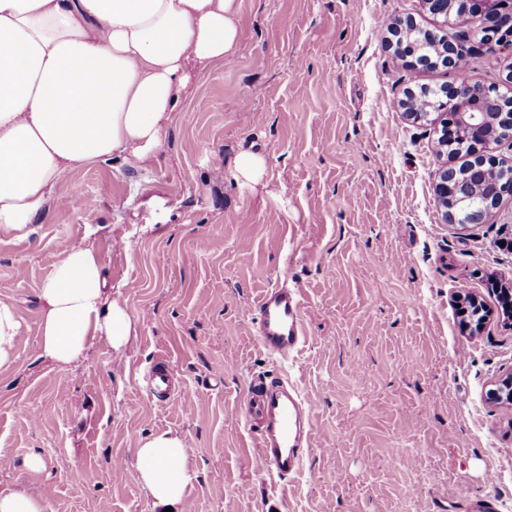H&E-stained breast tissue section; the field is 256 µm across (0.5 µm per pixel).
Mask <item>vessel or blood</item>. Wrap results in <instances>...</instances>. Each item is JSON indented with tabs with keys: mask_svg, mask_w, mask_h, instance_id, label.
<instances>
[{
	"mask_svg": "<svg viewBox=\"0 0 512 512\" xmlns=\"http://www.w3.org/2000/svg\"><path fill=\"white\" fill-rule=\"evenodd\" d=\"M253 335L274 361L288 362L308 342L303 311V289L297 282H281L267 289L257 303ZM151 396L170 394L171 370L159 363L145 376ZM236 410L258 430L253 462L279 488L287 492L289 479L300 474L311 446L310 404L285 375L258 378L240 398Z\"/></svg>",
	"mask_w": 512,
	"mask_h": 512,
	"instance_id": "b4317fda",
	"label": "vessel or blood"
}]
</instances>
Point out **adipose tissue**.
Returning a JSON list of instances; mask_svg holds the SVG:
<instances>
[{
    "label": "adipose tissue",
    "mask_w": 512,
    "mask_h": 512,
    "mask_svg": "<svg viewBox=\"0 0 512 512\" xmlns=\"http://www.w3.org/2000/svg\"><path fill=\"white\" fill-rule=\"evenodd\" d=\"M239 0H0V235H26L72 170L153 158L194 70L239 40ZM40 351L65 367L89 344L121 354L137 323L94 249H65L39 290ZM183 439L140 442L136 470L155 512L193 481Z\"/></svg>",
    "instance_id": "1"
}]
</instances>
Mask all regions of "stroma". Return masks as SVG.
<instances>
[{
    "label": "stroma",
    "mask_w": 512,
    "mask_h": 512,
    "mask_svg": "<svg viewBox=\"0 0 512 512\" xmlns=\"http://www.w3.org/2000/svg\"><path fill=\"white\" fill-rule=\"evenodd\" d=\"M406 15L441 22L420 0H241L234 56L198 72L154 158L73 171L27 237L0 235V300L20 323L0 368V493L27 488L46 512H154L136 450L170 430L194 474L177 512H473L490 496L512 512V405L485 399L512 373L493 292L512 289V251L494 246L512 240V196L488 223L445 222L439 126L400 102L456 73L389 49ZM244 149L265 154L266 187L228 178ZM73 245L98 252L138 320L123 364L103 340L65 368L39 356L38 290ZM284 269L305 289L309 341L282 366L251 327ZM468 295L491 311L482 326L463 322ZM162 359L193 402L148 395ZM281 373L313 432L284 497L248 466L258 432L235 413L251 381Z\"/></svg>",
    "instance_id": "1"
}]
</instances>
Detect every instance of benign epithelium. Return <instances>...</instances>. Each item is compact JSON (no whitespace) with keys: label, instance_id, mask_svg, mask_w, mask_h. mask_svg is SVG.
Here are the masks:
<instances>
[{"label":"benign epithelium","instance_id":"7a95c632","mask_svg":"<svg viewBox=\"0 0 512 512\" xmlns=\"http://www.w3.org/2000/svg\"><path fill=\"white\" fill-rule=\"evenodd\" d=\"M429 12L447 20L452 15L467 16L470 29L454 41L435 31L420 27L408 16L390 26L395 40L388 45L395 48L408 67L432 68L439 64L451 65L466 54L473 43L495 55L501 49H512V0H422ZM428 39L436 45L434 61L421 58L411 49L412 35ZM506 91L484 86L467 78L444 86V95L436 97L440 112L434 121L441 125L444 135L440 146L455 143L456 130L466 128L475 135L468 152L472 154L464 167L442 166L437 173L436 193L445 209V218L453 224H482L497 208L504 196H512V167L504 166L486 153L504 143L498 134L485 133L487 126L512 127V68L504 81ZM421 96L413 93L404 100L408 119L420 122L430 116L418 110ZM486 400L493 405L512 403V376L495 384L486 392Z\"/></svg>","mask_w":512,"mask_h":512}]
</instances>
